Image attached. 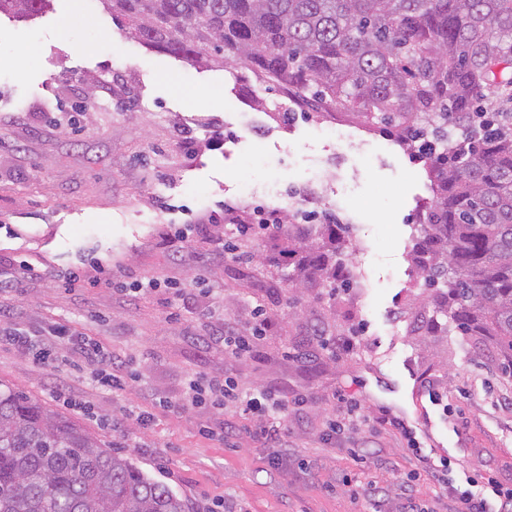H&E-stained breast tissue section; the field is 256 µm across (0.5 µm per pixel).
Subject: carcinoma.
<instances>
[{"label": "carcinoma", "instance_id": "cac0c4a2", "mask_svg": "<svg viewBox=\"0 0 512 512\" xmlns=\"http://www.w3.org/2000/svg\"><path fill=\"white\" fill-rule=\"evenodd\" d=\"M48 0H0L30 18ZM141 43L195 62L208 51L264 78L313 90L368 125L437 148L434 201L415 262L432 301L465 336H485L512 376V0H107ZM497 94L485 111L483 92ZM478 116L490 129L448 139ZM294 240L300 271L324 267L319 239ZM0 512H188L130 458L28 396L0 389Z\"/></svg>", "mask_w": 512, "mask_h": 512}]
</instances>
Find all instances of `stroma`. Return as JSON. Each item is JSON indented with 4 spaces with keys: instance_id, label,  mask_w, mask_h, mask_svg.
I'll use <instances>...</instances> for the list:
<instances>
[{
    "instance_id": "35a3bbf8",
    "label": "stroma",
    "mask_w": 512,
    "mask_h": 512,
    "mask_svg": "<svg viewBox=\"0 0 512 512\" xmlns=\"http://www.w3.org/2000/svg\"><path fill=\"white\" fill-rule=\"evenodd\" d=\"M274 181L276 199L266 192ZM432 200L426 161L389 130L243 65L189 64L141 45L104 0H50L28 19L0 13V279L16 281L0 290V311L36 335L68 325L137 375L122 392L95 390L67 347L57 349L63 367L48 371L2 346L0 384L128 456L189 512L223 498L243 512H401L389 486L417 467L404 437L382 434V467L349 452L365 430L322 441L339 390L370 415L401 416L455 474L490 471L512 485V377L492 345L449 330L412 260ZM228 204L276 211L281 227L240 239ZM312 207L346 225L361 283L332 292L315 271L291 281L287 228ZM220 241L249 259L224 258ZM93 266L120 275L122 288L65 289L70 271ZM149 278L159 289L137 292ZM215 301L242 325L265 310L250 355L203 345ZM351 329L361 346L332 354L326 339ZM201 373L308 396L284 421L282 466L271 468L253 420L234 409L163 408ZM57 387L94 415L65 407ZM141 411L153 412L151 430L138 431ZM222 419L235 427L226 443L201 435ZM350 483L388 492L354 498Z\"/></svg>"
}]
</instances>
